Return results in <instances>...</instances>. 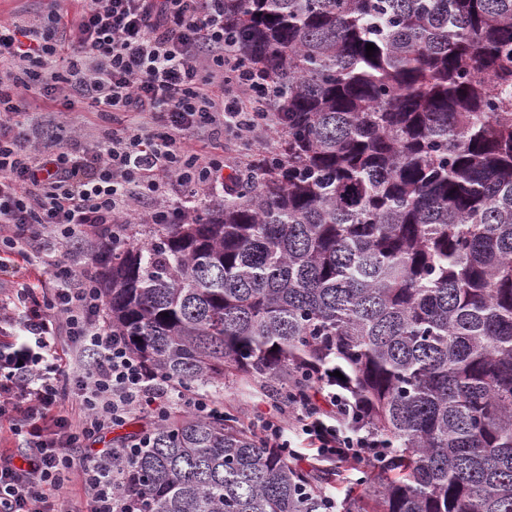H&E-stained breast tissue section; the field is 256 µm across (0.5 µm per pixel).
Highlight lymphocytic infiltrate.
<instances>
[{
  "instance_id": "1",
  "label": "lymphocytic infiltrate",
  "mask_w": 512,
  "mask_h": 512,
  "mask_svg": "<svg viewBox=\"0 0 512 512\" xmlns=\"http://www.w3.org/2000/svg\"><path fill=\"white\" fill-rule=\"evenodd\" d=\"M85 2L74 21L53 5L39 23H0V323L19 330L0 337V418L27 447L18 462L0 455V512H123L119 451L97 439L134 416L212 412L210 399L158 379L113 333L75 249L91 235L121 242L133 222L178 223L228 166L194 134L252 135L267 94L224 50V0ZM38 99L75 112L53 150L45 129L24 123ZM81 104L101 121L92 144ZM174 190L183 205L170 201ZM36 261L56 281L41 295L25 280ZM70 400L76 411H63ZM358 411L319 387L265 416L261 434L296 460L304 448L365 460L380 453L375 439L341 424ZM70 483L83 502L61 501Z\"/></svg>"
}]
</instances>
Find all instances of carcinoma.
<instances>
[{
    "label": "carcinoma",
    "instance_id": "1",
    "mask_svg": "<svg viewBox=\"0 0 512 512\" xmlns=\"http://www.w3.org/2000/svg\"><path fill=\"white\" fill-rule=\"evenodd\" d=\"M224 31L283 149L97 257L112 330L218 404L124 436L120 495L323 512L345 482L339 512H512V0H224ZM230 378L332 385L385 453L351 483L291 462L224 410Z\"/></svg>",
    "mask_w": 512,
    "mask_h": 512
}]
</instances>
